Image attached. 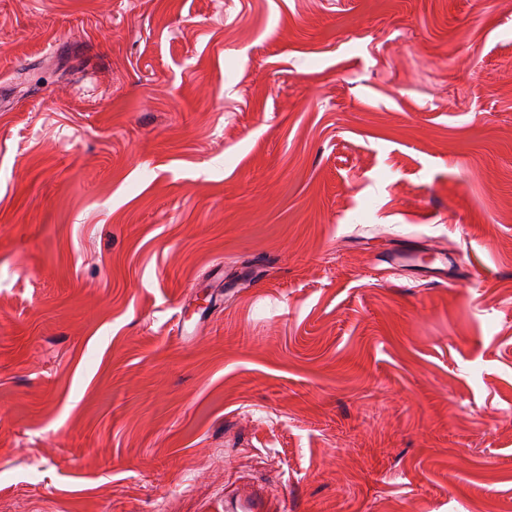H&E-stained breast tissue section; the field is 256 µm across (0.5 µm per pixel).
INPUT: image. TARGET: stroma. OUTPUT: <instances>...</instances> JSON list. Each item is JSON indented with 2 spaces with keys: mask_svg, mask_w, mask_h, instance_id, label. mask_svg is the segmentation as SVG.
<instances>
[{
  "mask_svg": "<svg viewBox=\"0 0 512 512\" xmlns=\"http://www.w3.org/2000/svg\"><path fill=\"white\" fill-rule=\"evenodd\" d=\"M253 495L512 512V0H0V512ZM397 260L400 262H406V263H412V262L416 261L417 263H419L420 267H425V268L432 269V270H434V269L431 268L430 266L435 261H439L445 268H441L440 269L441 272L439 274H437L436 277L443 281H446L447 279L451 280L453 277L454 265L448 263V257L446 255H443L441 257H432V258L426 259L424 257L417 258V256L414 253H412L410 251H406V252L401 253V255L397 258Z\"/></svg>",
  "mask_w": 512,
  "mask_h": 512,
  "instance_id": "stroma-1",
  "label": "stroma"
}]
</instances>
